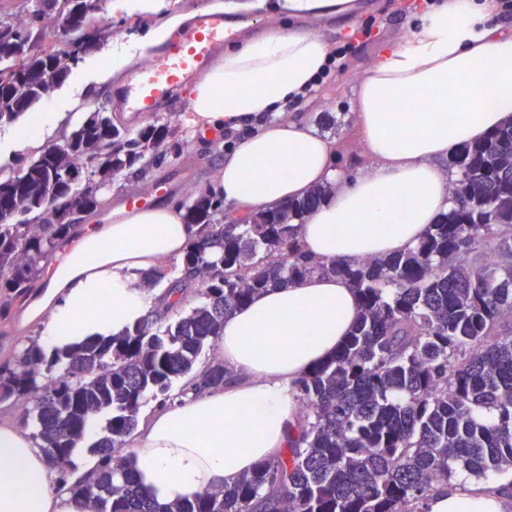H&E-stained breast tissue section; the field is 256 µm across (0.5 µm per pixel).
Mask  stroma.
Instances as JSON below:
<instances>
[{"instance_id":"obj_1","label":"stroma","mask_w":512,"mask_h":512,"mask_svg":"<svg viewBox=\"0 0 512 512\" xmlns=\"http://www.w3.org/2000/svg\"><path fill=\"white\" fill-rule=\"evenodd\" d=\"M413 0H357V12L327 20L323 35L334 48L342 52L330 74L317 87L309 100L296 104L320 134L335 140L338 170L354 172L366 159L357 141L352 123L350 102L355 81L378 57L384 43L402 38L414 20L409 6ZM368 30L365 45L357 54L343 53L348 30ZM187 91L179 89L171 105L140 116L139 125L154 121L166 123L171 133L163 145L165 161L144 178L113 179L105 192V204L96 216L104 218L119 204L140 201L145 206L162 205L176 199L190 201L201 189L213 185L218 170L224 164L223 153L213 150L208 140L188 137L182 117L187 108ZM25 302H16L7 316H0V361L18 356L30 339L39 336L37 324L22 325Z\"/></svg>"}]
</instances>
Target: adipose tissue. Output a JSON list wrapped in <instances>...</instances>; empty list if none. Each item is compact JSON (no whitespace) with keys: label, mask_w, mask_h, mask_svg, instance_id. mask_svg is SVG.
I'll use <instances>...</instances> for the list:
<instances>
[{"label":"adipose tissue","mask_w":512,"mask_h":512,"mask_svg":"<svg viewBox=\"0 0 512 512\" xmlns=\"http://www.w3.org/2000/svg\"><path fill=\"white\" fill-rule=\"evenodd\" d=\"M112 6L156 22L136 42L113 43L107 62L89 61V82H112L190 21L165 0H113ZM214 8L265 15L269 22L228 42L222 58L196 79L185 127L191 133L245 129L244 137L217 143L224 165L216 190L230 215L261 213L332 185L330 200L297 228L303 250L316 261L356 263L414 248L451 206L454 176L443 160L512 123V25L497 19L506 9L501 0L416 7L408 33L387 43L357 79L352 111L368 165L353 176L336 170L335 141L288 111L307 99L333 59L317 24L352 12L353 0H216ZM297 17L307 28L294 26ZM80 103L74 93L43 99L21 132L0 138V147H37ZM200 231L176 202L77 225L23 323L40 324L41 344L50 351L118 333L147 310H165L169 296L135 287L132 277L161 271ZM103 284L111 288L112 309L91 312ZM357 303L350 282L316 273L260 293L229 315L218 341L224 386L156 408L136 431L131 454L144 490L162 502L190 499L284 455L300 412L292 385L342 345ZM53 481L27 431L0 423V512H78ZM425 509L512 512V486L459 477L437 486Z\"/></svg>","instance_id":"ef3b65f1"}]
</instances>
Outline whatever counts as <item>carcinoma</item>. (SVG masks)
I'll return each mask as SVG.
<instances>
[{
    "label": "carcinoma",
    "instance_id": "1",
    "mask_svg": "<svg viewBox=\"0 0 512 512\" xmlns=\"http://www.w3.org/2000/svg\"><path fill=\"white\" fill-rule=\"evenodd\" d=\"M27 0L0 20V125L15 123L112 36L95 0ZM169 126L132 130L91 112L63 136L0 167V315L34 288L74 232L67 216L104 205L118 175L140 178L163 162ZM451 207L406 252L316 263L296 227L330 195L312 189L255 215L224 223V196L199 191L185 221L202 225L181 260L189 276L168 292L194 288L192 310L148 315L110 338L48 355L32 341L0 365V400L36 412L37 436L61 475L92 416L105 424L88 446L96 479L63 481L80 512H424L437 484L458 472L512 477V126L466 145L449 162ZM317 272L350 281L358 315L335 355L298 382L302 416L289 456L257 463L233 485L161 503L135 483L130 457L115 450L137 428L148 400L164 406L192 390L224 385V362L194 371L221 336L224 317L254 295ZM190 376V386L174 390ZM481 409L488 418L479 417Z\"/></svg>",
    "mask_w": 512,
    "mask_h": 512
}]
</instances>
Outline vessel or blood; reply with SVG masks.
<instances>
[{
  "label": "vessel or blood",
  "mask_w": 512,
  "mask_h": 512,
  "mask_svg": "<svg viewBox=\"0 0 512 512\" xmlns=\"http://www.w3.org/2000/svg\"><path fill=\"white\" fill-rule=\"evenodd\" d=\"M237 34L235 20L202 16L177 46L157 55L133 74L124 92L126 109L135 113L156 110L173 88L200 72L223 49L225 42Z\"/></svg>",
  "instance_id": "b4317fda"
}]
</instances>
